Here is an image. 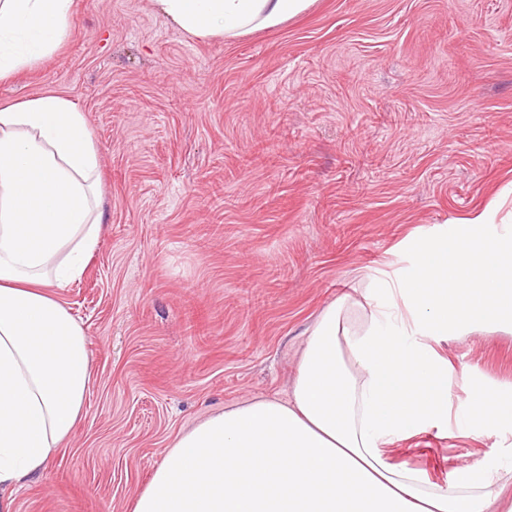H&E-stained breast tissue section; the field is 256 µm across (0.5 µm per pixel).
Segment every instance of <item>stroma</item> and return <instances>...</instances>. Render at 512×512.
<instances>
[{
  "instance_id": "obj_1",
  "label": "stroma",
  "mask_w": 512,
  "mask_h": 512,
  "mask_svg": "<svg viewBox=\"0 0 512 512\" xmlns=\"http://www.w3.org/2000/svg\"><path fill=\"white\" fill-rule=\"evenodd\" d=\"M45 94L85 114L104 230L60 293L88 336L85 415L15 512H128L182 430L287 396L326 306L512 187V0H314L207 41L150 0H74L0 108ZM433 348L512 385V334ZM387 452L445 487L512 461V430L440 422Z\"/></svg>"
}]
</instances>
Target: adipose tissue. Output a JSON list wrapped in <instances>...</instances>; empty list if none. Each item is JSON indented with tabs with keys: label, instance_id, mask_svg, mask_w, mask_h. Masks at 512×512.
<instances>
[{
	"label": "adipose tissue",
	"instance_id": "obj_1",
	"mask_svg": "<svg viewBox=\"0 0 512 512\" xmlns=\"http://www.w3.org/2000/svg\"><path fill=\"white\" fill-rule=\"evenodd\" d=\"M200 40L274 28L312 0H152ZM73 0H0V81L57 50ZM99 155L83 112L56 95L0 108V512L40 478L84 413L83 323L59 293L103 226ZM409 269L369 276L308 332L288 400L260 397L181 432L129 512H502L499 462L452 485L390 461L386 447L448 417L482 438L512 428V386L450 378L440 336L512 333V225L492 208L414 238Z\"/></svg>",
	"mask_w": 512,
	"mask_h": 512
}]
</instances>
